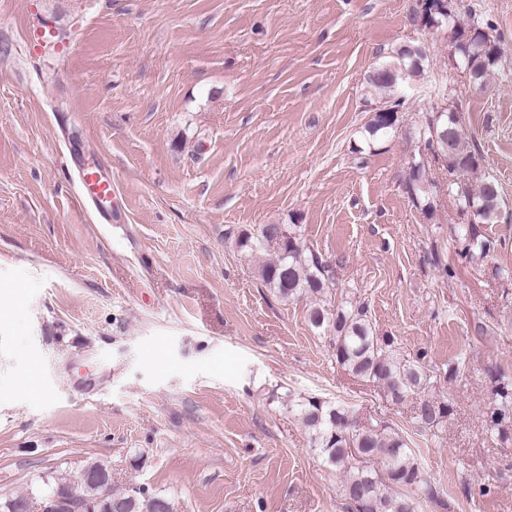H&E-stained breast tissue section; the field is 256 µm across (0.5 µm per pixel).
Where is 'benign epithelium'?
<instances>
[{
	"instance_id": "benign-epithelium-1",
	"label": "benign epithelium",
	"mask_w": 512,
	"mask_h": 512,
	"mask_svg": "<svg viewBox=\"0 0 512 512\" xmlns=\"http://www.w3.org/2000/svg\"><path fill=\"white\" fill-rule=\"evenodd\" d=\"M112 471L104 467L86 468L77 480L46 484L37 499L19 503L8 500L0 507L4 512H112ZM97 486L98 494L90 497L88 485Z\"/></svg>"
}]
</instances>
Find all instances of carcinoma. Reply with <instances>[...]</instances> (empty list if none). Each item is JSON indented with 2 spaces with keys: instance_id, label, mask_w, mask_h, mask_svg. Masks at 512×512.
<instances>
[{
  "instance_id": "obj_1",
  "label": "carcinoma",
  "mask_w": 512,
  "mask_h": 512,
  "mask_svg": "<svg viewBox=\"0 0 512 512\" xmlns=\"http://www.w3.org/2000/svg\"><path fill=\"white\" fill-rule=\"evenodd\" d=\"M442 10L412 20L429 30L449 26L456 39V55L470 79L484 84L501 57L500 38L487 32L491 25H482L476 14L469 13L467 22L458 19L457 0H435ZM425 52L411 45L392 52L391 60L379 65L368 75L371 88L381 95L386 111H373L365 126V140L375 144L390 133L397 122V95L400 85L422 73ZM418 138L434 159L442 162L451 176L448 191L453 194L462 212L470 215L469 223L458 229L466 242L468 254L483 258L490 250L489 241L480 225L498 222L501 213V190L498 182L486 177L472 185L465 177L481 168L483 156L470 147L462 125L458 105L444 112H432L418 129ZM426 165L424 159H412L405 190L413 203L426 197ZM284 233L277 246L264 238V228L257 233H243L240 248L268 255L258 268L264 287L277 298L290 301L308 294H325L334 286L329 265L315 251L305 248L295 230L282 225ZM309 321L316 328H331L330 342L336 361L352 375L383 384L395 403L424 389L427 373L423 366L404 363L394 354L393 339L374 332L365 305H340L336 314L315 306ZM500 401L488 415L489 426L503 439L512 430V390H501ZM302 424L311 432L313 445L319 448L325 462L342 475L341 494L347 512H415L414 500L401 493L403 489L423 490L434 495L430 476L411 456L407 442L387 425H361L347 409L316 397H307L297 404ZM451 413L450 404L425 398L416 402L415 419L431 428L439 426ZM166 499L141 487L137 490H112V512H162Z\"/></svg>"
}]
</instances>
